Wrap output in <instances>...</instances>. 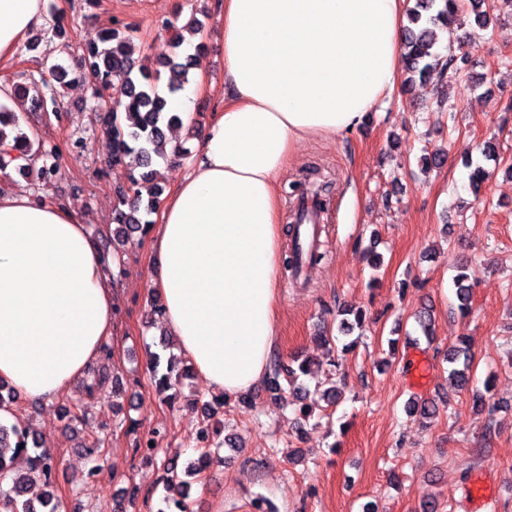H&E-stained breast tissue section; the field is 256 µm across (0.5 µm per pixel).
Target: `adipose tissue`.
Masks as SVG:
<instances>
[{
    "label": "adipose tissue",
    "instance_id": "1",
    "mask_svg": "<svg viewBox=\"0 0 512 512\" xmlns=\"http://www.w3.org/2000/svg\"><path fill=\"white\" fill-rule=\"evenodd\" d=\"M47 0H0V64L46 18ZM224 93L194 128L170 106L178 165L151 226L149 290L179 351L207 386L250 391L267 374L281 269L278 178L297 145L355 129L396 88L406 0H220ZM199 149L183 160L184 133ZM0 166V379L42 402L67 392L113 332L100 248L69 204L8 190Z\"/></svg>",
    "mask_w": 512,
    "mask_h": 512
}]
</instances>
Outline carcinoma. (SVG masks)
I'll use <instances>...</instances> for the list:
<instances>
[{"mask_svg": "<svg viewBox=\"0 0 512 512\" xmlns=\"http://www.w3.org/2000/svg\"><path fill=\"white\" fill-rule=\"evenodd\" d=\"M471 9H466V5ZM414 0L407 10L408 24L405 27L403 57L405 77L409 84L423 80L433 71L454 61V56L444 57L437 51L440 33L453 24L463 25L465 19L473 18L474 24L485 30L493 21V15L480 9V3L472 0ZM164 30H172V55L162 63V70L155 72L141 68L134 70L131 52L137 30L132 26L112 25L97 31L94 35L78 43L77 56L83 73L87 75L91 90V109L94 121L91 133L71 138L67 142L71 151L82 154L88 149V141L97 133L112 140V155L109 166L124 171L127 184L117 189L112 206V257L110 275L115 278L123 272L125 246L136 230L146 233L151 221L148 216L156 211L161 192L151 193L147 201L141 200V182L155 174L153 165L164 155L161 148L165 130L179 122V117L168 109L170 97L185 89L189 83L190 70L198 60L188 54V50L199 53L203 44L186 43V36H196L202 32V23L194 15L176 27L167 19L160 22ZM167 77H162L161 71ZM66 74L60 64H53L48 72L26 70L19 74L21 83L11 85L10 98L27 105L30 111H40L46 117L60 122L63 118L64 93L59 89ZM9 116L15 127L13 140H6L0 129V158L8 156L20 160L17 171L29 173L32 164L41 161L40 178L50 182L60 172V150L57 146L45 147L36 134H28L18 126V116L4 103L0 104V118ZM325 253L316 249L304 252L294 245L286 266L292 275L303 264L313 268L321 263ZM468 275L464 266H459L454 277L458 309L466 316L471 312V289L467 284ZM449 364L448 388L452 391L466 389L472 381L473 355L463 339L458 340L445 355ZM311 369V364L302 361L294 367L282 359L274 358L267 373L271 388H280L279 378L285 375L295 382L293 391L301 394L306 391L299 379ZM173 368L161 373L153 366L151 383L155 390L172 402L177 398L173 392L179 379L172 376ZM10 408L12 421L0 422V512H60L62 501L56 495V463L47 450L38 449V443L31 438L29 426L22 421L17 404V396L9 392L8 398L0 396V405ZM221 442H206L200 449L197 463L189 471L194 477L206 472L217 461ZM29 454V466L21 472L14 467V460L20 452ZM45 488L42 497L33 501L25 498L35 484Z\"/></svg>", "mask_w": 512, "mask_h": 512, "instance_id": "obj_1", "label": "carcinoma"}]
</instances>
